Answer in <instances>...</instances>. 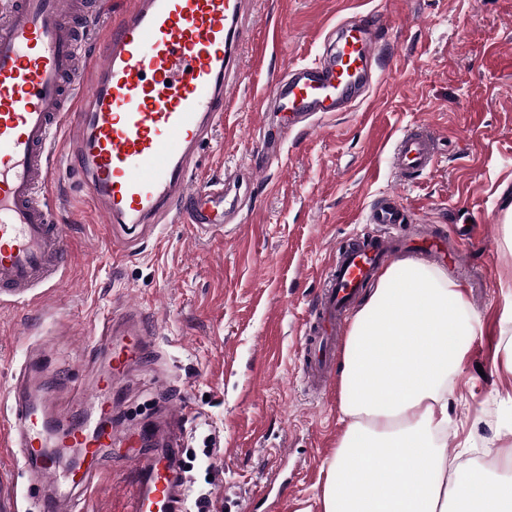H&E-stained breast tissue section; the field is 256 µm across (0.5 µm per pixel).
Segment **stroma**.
Wrapping results in <instances>:
<instances>
[{"mask_svg":"<svg viewBox=\"0 0 512 512\" xmlns=\"http://www.w3.org/2000/svg\"><path fill=\"white\" fill-rule=\"evenodd\" d=\"M132 2L88 0L91 43L105 42ZM354 12L386 22L378 84L350 111L291 135L283 161L261 163L253 102L284 66L317 59L325 29ZM246 32L251 44L267 43L265 66L242 57L234 100L198 149L190 181L203 186L260 164L245 223L205 236L163 224L130 239L100 222L58 138L47 199L65 227L62 281L23 303L0 297V414L9 415L7 394L35 353L92 392L105 365L93 321L138 305L160 359L138 366L119 392L118 436L152 420L161 400L189 407L185 472L195 493H209L210 512H246L276 480L286 486L279 512H304L343 429L338 384L312 394L299 379L306 313L339 243L365 228L379 195L393 192L412 217L407 234L482 227L448 271L453 281L470 279L465 312L480 331L460 339L467 355L450 377L447 451L455 463L500 474L495 451L512 444L504 322L512 252L500 223L512 204V0H252ZM416 127L437 136L438 164L403 182L389 141ZM132 468L115 449L87 512H122ZM7 487L19 512H40L41 488L0 436V490Z\"/></svg>","mask_w":512,"mask_h":512,"instance_id":"stroma-1","label":"stroma"}]
</instances>
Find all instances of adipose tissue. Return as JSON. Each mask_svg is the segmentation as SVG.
<instances>
[{
    "instance_id": "1",
    "label": "adipose tissue",
    "mask_w": 512,
    "mask_h": 512,
    "mask_svg": "<svg viewBox=\"0 0 512 512\" xmlns=\"http://www.w3.org/2000/svg\"><path fill=\"white\" fill-rule=\"evenodd\" d=\"M459 286L415 262L391 265L355 312L342 354L345 430L325 464L321 512H512V476L452 465L448 379L475 335Z\"/></svg>"
}]
</instances>
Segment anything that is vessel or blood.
Wrapping results in <instances>:
<instances>
[{
    "label": "vessel or blood",
    "mask_w": 512,
    "mask_h": 512,
    "mask_svg": "<svg viewBox=\"0 0 512 512\" xmlns=\"http://www.w3.org/2000/svg\"><path fill=\"white\" fill-rule=\"evenodd\" d=\"M247 0H134L98 51L92 94L72 138L84 185L107 223L129 238L158 224H191L203 234L224 230L237 210L231 197L239 177L193 190L187 173L196 150L224 118L233 94L245 33ZM87 15L80 0H0V294L26 298L61 280L62 225L39 186L52 171L54 136L71 112L84 73ZM385 28L377 15L357 14L333 27L314 62L289 65L260 111L282 115L285 133H298L323 116L347 111L373 88ZM435 137L424 129L402 134L390 152L397 177L432 172ZM371 228L336 249L309 310L302 339L304 388L322 391L336 378V351L348 312L364 288L399 255L445 260L444 239L405 237L409 221L395 194L370 206ZM384 225L381 233L373 225ZM107 359L93 396L78 389L62 405L46 375L26 368L9 393L12 444L40 480L43 512H76L94 493L103 452L112 446V391L152 350L139 308L95 321ZM182 411L168 409L165 427L147 423L125 447L152 445L137 455L124 512H187L182 484Z\"/></svg>",
    "instance_id": "b4317fda"
}]
</instances>
